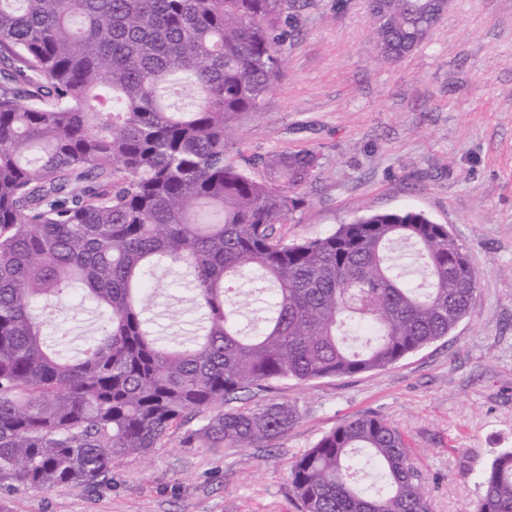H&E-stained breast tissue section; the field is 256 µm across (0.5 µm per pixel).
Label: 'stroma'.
<instances>
[{"mask_svg":"<svg viewBox=\"0 0 512 512\" xmlns=\"http://www.w3.org/2000/svg\"><path fill=\"white\" fill-rule=\"evenodd\" d=\"M376 40L365 0H306L288 23L281 77L235 125L228 156L245 166L317 153L305 204L282 227L291 241L403 209L447 225L478 274L467 318L385 369L246 396L248 407L296 408L273 447L185 448L177 432L148 462L114 463L95 491L2 492L8 512H299L291 463L358 414L402 433L431 512H475L492 452L512 448V0H451L398 62ZM159 287L184 312L159 311V322L187 335L197 314L184 287L169 275Z\"/></svg>","mask_w":512,"mask_h":512,"instance_id":"obj_1","label":"stroma"}]
</instances>
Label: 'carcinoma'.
Instances as JSON below:
<instances>
[{"label":"carcinoma","instance_id":"carcinoma-1","mask_svg":"<svg viewBox=\"0 0 512 512\" xmlns=\"http://www.w3.org/2000/svg\"><path fill=\"white\" fill-rule=\"evenodd\" d=\"M299 0H0V490L96 489L112 463L166 447L271 446L286 403L213 406L385 369L465 319L477 272L448 226L414 210L288 242L313 151L253 163L225 138L281 73ZM391 0L397 30L413 4ZM411 243L413 254L394 256ZM183 267L201 334L149 324L158 273ZM102 316L81 351L46 311ZM261 313L241 328V307ZM300 512H429L400 431L360 415L290 466ZM476 512H512V448Z\"/></svg>","mask_w":512,"mask_h":512}]
</instances>
